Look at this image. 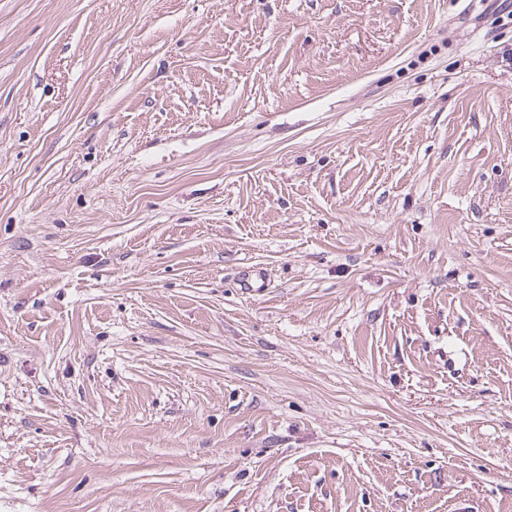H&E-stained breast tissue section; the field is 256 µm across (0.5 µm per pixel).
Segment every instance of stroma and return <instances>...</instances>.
I'll return each instance as SVG.
<instances>
[{"mask_svg": "<svg viewBox=\"0 0 512 512\" xmlns=\"http://www.w3.org/2000/svg\"><path fill=\"white\" fill-rule=\"evenodd\" d=\"M499 2L0 0V512H512Z\"/></svg>", "mask_w": 512, "mask_h": 512, "instance_id": "obj_1", "label": "stroma"}]
</instances>
